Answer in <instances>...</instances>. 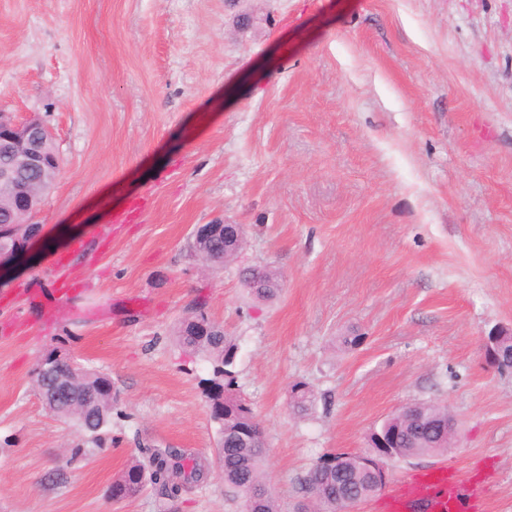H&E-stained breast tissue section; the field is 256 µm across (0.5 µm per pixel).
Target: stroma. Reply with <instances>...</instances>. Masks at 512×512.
Segmentation results:
<instances>
[{"label":"stroma","instance_id":"35a3bbf8","mask_svg":"<svg viewBox=\"0 0 512 512\" xmlns=\"http://www.w3.org/2000/svg\"><path fill=\"white\" fill-rule=\"evenodd\" d=\"M0 110L62 160L31 259L0 276V512H243L211 366L173 340L198 311L237 346L276 512L417 403L456 432L386 461L388 485L446 464L512 512V371L485 357L512 332V0H0ZM224 222L242 246L203 266L196 230ZM253 266L275 298L248 293ZM63 284L46 322L30 291ZM51 352L111 378L100 443L43 405ZM150 448L202 480L112 498Z\"/></svg>","mask_w":512,"mask_h":512}]
</instances>
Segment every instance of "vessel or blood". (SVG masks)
I'll list each match as a JSON object with an SVG mask.
<instances>
[{"instance_id": "obj_1", "label": "vessel or blood", "mask_w": 512, "mask_h": 512, "mask_svg": "<svg viewBox=\"0 0 512 512\" xmlns=\"http://www.w3.org/2000/svg\"><path fill=\"white\" fill-rule=\"evenodd\" d=\"M481 484L459 479L448 468L417 474L391 490L386 512H476L484 497Z\"/></svg>"}]
</instances>
